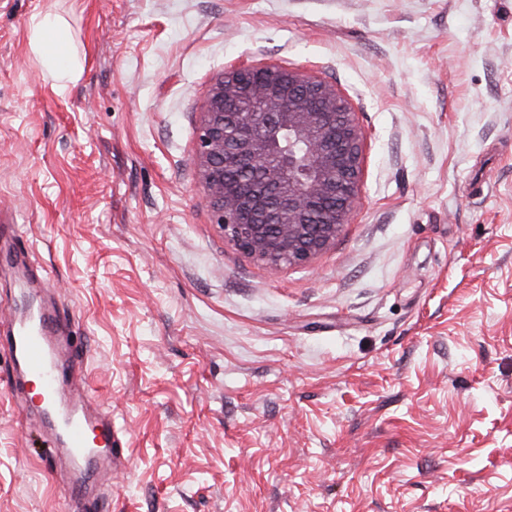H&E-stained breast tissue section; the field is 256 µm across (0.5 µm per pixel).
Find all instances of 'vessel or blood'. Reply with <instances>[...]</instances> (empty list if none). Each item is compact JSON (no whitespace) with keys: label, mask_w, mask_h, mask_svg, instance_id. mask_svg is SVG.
Here are the masks:
<instances>
[{"label":"vessel or blood","mask_w":512,"mask_h":512,"mask_svg":"<svg viewBox=\"0 0 512 512\" xmlns=\"http://www.w3.org/2000/svg\"><path fill=\"white\" fill-rule=\"evenodd\" d=\"M0 344L7 346L23 376L39 382L40 403L55 443L56 456L71 470L65 489L82 496L89 480L108 482L118 458L119 438L111 416L95 404L86 387H71L81 373V360L58 330L53 312L40 308L34 316L14 318Z\"/></svg>","instance_id":"1"}]
</instances>
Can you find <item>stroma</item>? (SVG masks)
<instances>
[{"label":"stroma","instance_id":"1","mask_svg":"<svg viewBox=\"0 0 512 512\" xmlns=\"http://www.w3.org/2000/svg\"><path fill=\"white\" fill-rule=\"evenodd\" d=\"M242 62L331 82L367 135L301 266L225 240L200 185ZM1 224L0 323L54 308L112 413L108 512H512V0H0ZM12 370L0 512H81ZM31 48L41 64L51 73L59 87L65 88L77 74L71 57L61 17L37 15L31 19Z\"/></svg>","mask_w":512,"mask_h":512}]
</instances>
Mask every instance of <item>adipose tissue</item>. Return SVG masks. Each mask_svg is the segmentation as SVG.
Masks as SVG:
<instances>
[{
  "instance_id": "1",
  "label": "adipose tissue",
  "mask_w": 512,
  "mask_h": 512,
  "mask_svg": "<svg viewBox=\"0 0 512 512\" xmlns=\"http://www.w3.org/2000/svg\"><path fill=\"white\" fill-rule=\"evenodd\" d=\"M31 32L33 53L60 86H67L77 74V64L70 54L63 19L50 15L34 16Z\"/></svg>"
}]
</instances>
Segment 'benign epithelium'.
I'll return each instance as SVG.
<instances>
[{
  "label": "benign epithelium",
  "instance_id": "1",
  "mask_svg": "<svg viewBox=\"0 0 512 512\" xmlns=\"http://www.w3.org/2000/svg\"><path fill=\"white\" fill-rule=\"evenodd\" d=\"M364 142L356 112L326 81L277 64L224 68L195 158L213 223L272 269L309 262L351 223Z\"/></svg>",
  "mask_w": 512,
  "mask_h": 512
}]
</instances>
